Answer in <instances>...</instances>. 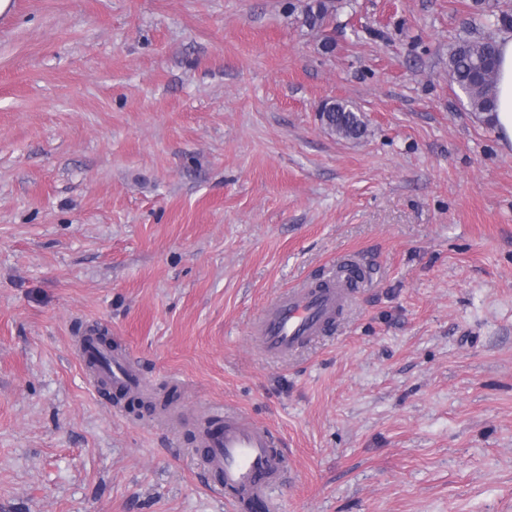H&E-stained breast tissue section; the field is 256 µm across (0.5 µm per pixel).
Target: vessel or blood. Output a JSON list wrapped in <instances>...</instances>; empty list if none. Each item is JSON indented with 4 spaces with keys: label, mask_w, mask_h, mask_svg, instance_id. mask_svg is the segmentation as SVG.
Segmentation results:
<instances>
[{
    "label": "vessel or blood",
    "mask_w": 512,
    "mask_h": 512,
    "mask_svg": "<svg viewBox=\"0 0 512 512\" xmlns=\"http://www.w3.org/2000/svg\"><path fill=\"white\" fill-rule=\"evenodd\" d=\"M359 264L357 257H341L331 278L322 285L292 289L268 305L255 329L261 349L269 355L283 356L325 332L335 322L351 289L366 284V277L354 272ZM87 352L107 362L106 367L94 371L93 385H107L118 392L139 388L142 378L127 352L96 343ZM205 414L223 419L224 428L222 432L200 436V470L229 494L234 512H246L252 501L262 512H273V491L293 479L280 438L230 408L213 405Z\"/></svg>",
    "instance_id": "b4317fda"
}]
</instances>
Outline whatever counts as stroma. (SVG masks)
I'll return each mask as SVG.
<instances>
[{"instance_id":"35a3bbf8","label":"stroma","mask_w":512,"mask_h":512,"mask_svg":"<svg viewBox=\"0 0 512 512\" xmlns=\"http://www.w3.org/2000/svg\"><path fill=\"white\" fill-rule=\"evenodd\" d=\"M306 2L0 15V512H231L155 423L205 404L282 436L276 512H512V148L448 81L512 0H350L323 32ZM348 252L334 328L264 356V306ZM82 328L147 391L92 387ZM319 112L328 131L341 138L358 139L366 132L361 115L345 101L333 100Z\"/></svg>"}]
</instances>
